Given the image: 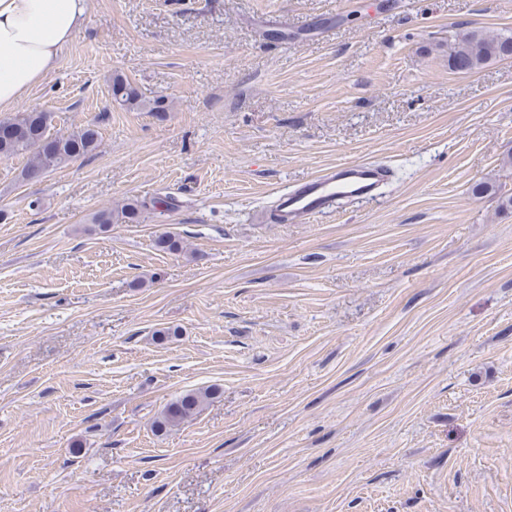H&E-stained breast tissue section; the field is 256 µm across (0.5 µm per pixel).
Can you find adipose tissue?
Returning <instances> with one entry per match:
<instances>
[{"mask_svg":"<svg viewBox=\"0 0 512 512\" xmlns=\"http://www.w3.org/2000/svg\"><path fill=\"white\" fill-rule=\"evenodd\" d=\"M86 10V0H0V111L55 69Z\"/></svg>","mask_w":512,"mask_h":512,"instance_id":"ef3b65f1","label":"adipose tissue"}]
</instances>
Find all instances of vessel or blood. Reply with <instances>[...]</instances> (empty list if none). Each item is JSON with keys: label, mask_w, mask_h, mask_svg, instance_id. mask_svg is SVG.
Here are the masks:
<instances>
[{"label": "vessel or blood", "mask_w": 512, "mask_h": 512, "mask_svg": "<svg viewBox=\"0 0 512 512\" xmlns=\"http://www.w3.org/2000/svg\"><path fill=\"white\" fill-rule=\"evenodd\" d=\"M386 172L372 162H346L280 193L275 213L283 224H308L324 214L335 196L365 200L376 196Z\"/></svg>", "instance_id": "vessel-or-blood-1"}]
</instances>
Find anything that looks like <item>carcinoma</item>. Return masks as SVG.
<instances>
[{"label": "carcinoma", "instance_id": "cac0c4a2", "mask_svg": "<svg viewBox=\"0 0 512 512\" xmlns=\"http://www.w3.org/2000/svg\"><path fill=\"white\" fill-rule=\"evenodd\" d=\"M512 58V34H498L480 29H459L448 38V66L458 73H474L490 62ZM112 101L139 112H165L163 97L148 98L122 74L112 76ZM51 116L37 109H27L0 119V158L28 155L22 169L23 180L31 182L49 172L83 158L98 146L99 133L87 124L72 131L50 133ZM174 207L170 196L149 199L128 198L115 208H105L93 217L95 224H136L142 214L152 210L160 215ZM217 388L189 391L176 398L155 420L158 430L175 427L195 415L202 404L217 396Z\"/></svg>", "mask_w": 512, "mask_h": 512}]
</instances>
